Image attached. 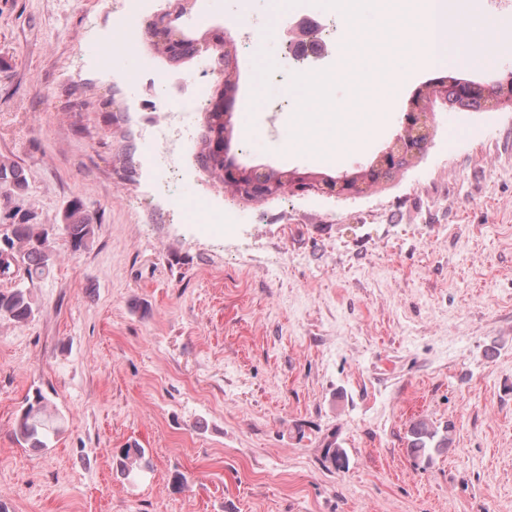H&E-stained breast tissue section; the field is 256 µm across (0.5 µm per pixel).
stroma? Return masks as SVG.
<instances>
[{
  "label": "stroma",
  "mask_w": 512,
  "mask_h": 512,
  "mask_svg": "<svg viewBox=\"0 0 512 512\" xmlns=\"http://www.w3.org/2000/svg\"><path fill=\"white\" fill-rule=\"evenodd\" d=\"M274 0H188L173 35L192 58L158 54L140 21L111 60L96 39L112 0H0V157L22 168L23 196L0 187V237L12 208L53 235L55 265L28 284L25 323L0 318V503L8 512H512V108L427 104L423 155L367 194L245 201L181 144L183 198L209 199L220 224L177 219L141 131L155 118V68L224 88L228 31L238 83L231 155L243 167L329 175L367 168L390 143L422 83L494 84L512 67V0H452L466 39L495 60L403 73L364 149L283 151L295 115L280 85L259 84L264 133H243L250 92L246 36ZM208 23L189 29L197 12ZM246 23L228 30L227 19ZM336 68L359 51L396 57L394 32L359 35L326 18ZM368 95L341 78L330 131L363 125ZM96 220L72 252L58 226L72 200ZM43 395L61 421L50 447L24 448L13 425ZM453 424L450 449L419 463L411 421ZM347 468L324 458L328 442ZM135 443L148 466L117 473ZM183 476L184 485L174 483Z\"/></svg>",
  "instance_id": "1"
}]
</instances>
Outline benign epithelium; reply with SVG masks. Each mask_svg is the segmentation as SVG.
<instances>
[{
	"mask_svg": "<svg viewBox=\"0 0 512 512\" xmlns=\"http://www.w3.org/2000/svg\"><path fill=\"white\" fill-rule=\"evenodd\" d=\"M235 69L233 46L224 38V112L233 107L232 79ZM437 91L431 81L422 84L411 99L410 108L400 118V128L387 148L377 155L365 170L342 172L336 176L324 173H300L288 170L274 176L263 168H244L229 157L231 129L224 121V183L233 188L236 195L245 200L269 199L282 193L304 194L310 191L335 197H354L367 193L382 179L403 169L410 160L425 150L428 141L426 113L420 109L421 101Z\"/></svg>",
	"mask_w": 512,
	"mask_h": 512,
	"instance_id": "1",
	"label": "benign epithelium"
}]
</instances>
